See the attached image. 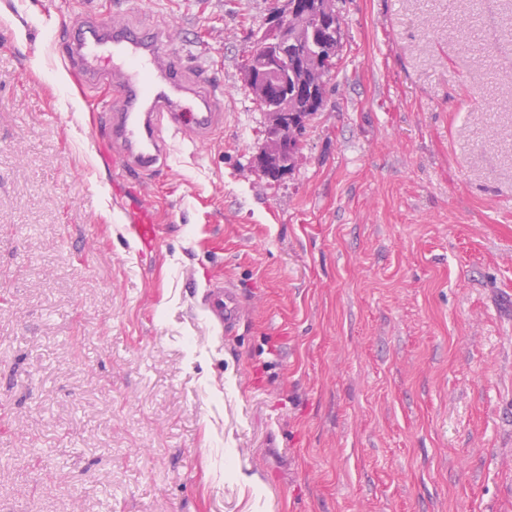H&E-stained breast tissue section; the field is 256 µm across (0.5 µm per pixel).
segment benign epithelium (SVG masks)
<instances>
[{"instance_id": "obj_1", "label": "benign epithelium", "mask_w": 512, "mask_h": 512, "mask_svg": "<svg viewBox=\"0 0 512 512\" xmlns=\"http://www.w3.org/2000/svg\"><path fill=\"white\" fill-rule=\"evenodd\" d=\"M318 20L329 25L328 35L338 38L335 0H316L310 4ZM299 0H277L269 12L265 26L256 36L251 60L244 73V82L251 95L264 101L268 116L267 137L264 147L256 157L263 172L269 171V162L274 156L294 157L299 153L298 137L282 134L288 125L291 109L288 107V92L291 84L308 80L309 69L298 63L293 70L285 68L284 62L293 54L292 43L301 15Z\"/></svg>"}]
</instances>
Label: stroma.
I'll list each match as a JSON object with an SVG mask.
<instances>
[{
  "instance_id": "obj_1",
  "label": "stroma",
  "mask_w": 512,
  "mask_h": 512,
  "mask_svg": "<svg viewBox=\"0 0 512 512\" xmlns=\"http://www.w3.org/2000/svg\"><path fill=\"white\" fill-rule=\"evenodd\" d=\"M270 7L0 0V512H512V0H336L275 180L243 82ZM118 19L224 84L221 132L138 185L111 81L53 45ZM134 223L127 225V233L141 245L156 246L159 239V224H155L153 214L148 210H142L135 217ZM208 301V310L224 327V333L231 332L242 315V301L237 288L230 283L217 281L209 293Z\"/></svg>"
}]
</instances>
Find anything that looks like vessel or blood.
<instances>
[{"instance_id": "b4317fda", "label": "vessel or blood", "mask_w": 512, "mask_h": 512, "mask_svg": "<svg viewBox=\"0 0 512 512\" xmlns=\"http://www.w3.org/2000/svg\"><path fill=\"white\" fill-rule=\"evenodd\" d=\"M61 52L70 59L86 89L111 80L118 104L106 113L104 135L120 154L130 177L140 179L160 168L167 153L164 130L204 139L224 120L223 113L214 109L224 94L223 84L189 80L183 49L163 43L153 30L122 21L69 27ZM126 230L141 245L158 243L159 226L150 211H140ZM208 309L225 331H232L242 315L237 288L216 282L209 293Z\"/></svg>"}]
</instances>
